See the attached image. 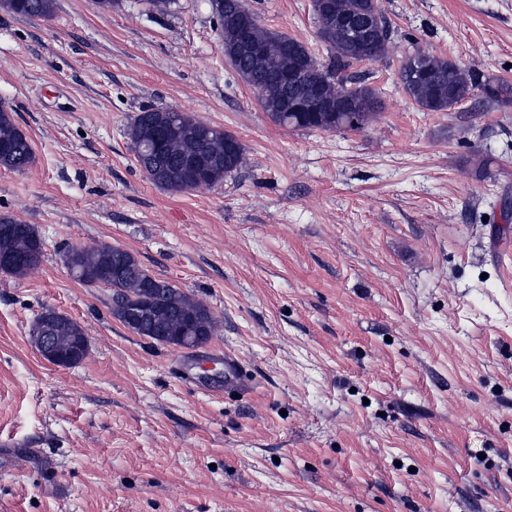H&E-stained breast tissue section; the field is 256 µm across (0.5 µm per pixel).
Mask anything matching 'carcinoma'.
I'll list each match as a JSON object with an SVG mask.
<instances>
[{"label":"carcinoma","mask_w":512,"mask_h":512,"mask_svg":"<svg viewBox=\"0 0 512 512\" xmlns=\"http://www.w3.org/2000/svg\"><path fill=\"white\" fill-rule=\"evenodd\" d=\"M218 31L224 41V57L242 80L259 95L262 109L276 124L294 129L340 131L361 129L379 108L372 88L348 73L355 63L384 58L391 45L392 28L379 0H317L318 38L325 45L328 62L316 60L309 48L284 32L258 23L242 0H214ZM56 0H0V10L25 17L50 19ZM373 16L366 34L367 48L359 53L337 25L340 16ZM250 42L263 48L255 58L234 52L238 29ZM299 71L308 87L318 91L328 112H289L287 99L294 94L285 75ZM399 77L405 93L420 108L447 111L465 101L489 106L512 88L463 67L456 59L416 49L400 64ZM131 150L140 168L154 185L173 192L208 189L237 171L244 148L236 143L229 153L225 140L232 134L169 107H154L138 113L128 132ZM33 151L25 134L15 124L13 109L0 107V169L23 171L31 165ZM10 255L5 272L24 276L41 263L33 225L10 216H0V255ZM68 268L86 285L100 282L112 288L121 302L112 303V313L124 320L126 307L151 305L147 335L163 343L169 336H209L212 319L192 295L149 273L136 256L115 245L74 247L68 251ZM79 324L61 318L53 326L59 346L69 345Z\"/></svg>","instance_id":"1"}]
</instances>
